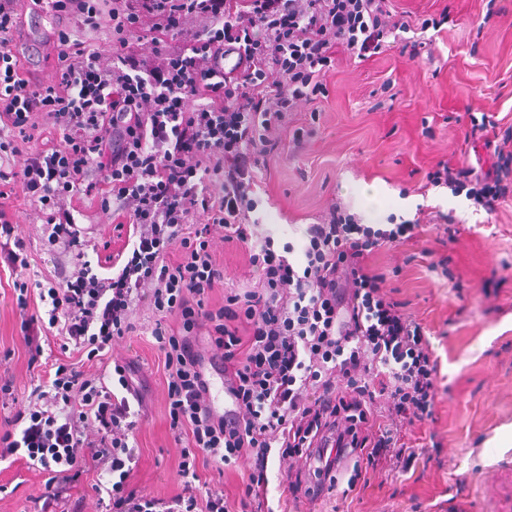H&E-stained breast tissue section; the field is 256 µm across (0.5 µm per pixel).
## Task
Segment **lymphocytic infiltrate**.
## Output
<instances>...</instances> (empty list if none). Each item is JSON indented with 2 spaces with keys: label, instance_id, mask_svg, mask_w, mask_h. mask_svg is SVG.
<instances>
[{
  "label": "lymphocytic infiltrate",
  "instance_id": "1",
  "mask_svg": "<svg viewBox=\"0 0 512 512\" xmlns=\"http://www.w3.org/2000/svg\"><path fill=\"white\" fill-rule=\"evenodd\" d=\"M36 2L72 16L78 30L106 32L118 59L105 62L65 32L52 81L37 79L16 53L18 0H0V186H19L39 205L49 245L74 259L62 282L27 279V246L0 205V267L16 275L29 360H40L49 336L61 351L44 386L0 421V463L23 460L47 475L39 512H71L66 493L88 466L108 477L95 486L108 498L104 512H264L270 454L314 463L288 482L296 500L338 495L401 456L402 428L434 418L437 361L426 328L386 297L384 275L366 261L417 238L419 220L364 224L336 203L308 226L302 248L278 250L247 217L259 203V166L278 147L272 130L299 103L326 97L337 53L368 60L410 22L394 18L388 0H117L107 13L99 0ZM228 45L247 60L233 80L219 68ZM40 112L57 133L45 149L32 145ZM476 130L494 148L487 172L441 161L425 178L490 214L512 192V125ZM77 195L128 225L118 269L99 273L87 260L66 206ZM218 238L245 249L254 288L225 289ZM220 287L224 300L212 304ZM34 294L47 313L30 312ZM144 302L164 354L169 429L182 447V489L167 499L129 484L142 421L131 363L114 361L107 377L77 361L101 359L134 332ZM213 371L230 402L222 412ZM347 457L353 473L343 484L337 467ZM243 459L249 475L236 500L199 491L200 468L221 472Z\"/></svg>",
  "mask_w": 512,
  "mask_h": 512
}]
</instances>
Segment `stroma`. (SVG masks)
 <instances>
[{"mask_svg": "<svg viewBox=\"0 0 512 512\" xmlns=\"http://www.w3.org/2000/svg\"><path fill=\"white\" fill-rule=\"evenodd\" d=\"M391 7L409 20L444 12L448 21L440 30L415 32L420 47L413 56L395 45L364 62L337 56L326 77L327 98L289 114L287 132L260 172L265 192L252 217L259 235L299 248L307 226L332 203L364 217L361 189L374 184L385 191L377 223L421 219L417 240L378 251L368 265L385 275L387 295L404 302L430 333L439 364L435 419L404 430L414 452L409 465L379 466L345 499L293 503L287 475L302 462L271 456L269 503L282 512H512V198L488 214L465 195L424 186L438 161L461 159L477 170L493 163L492 149L470 134V116L512 125V0H391ZM21 13L20 67L48 78L57 33L73 29L74 21L47 15L32 0H22ZM297 128L308 132L299 149L291 136ZM77 205L93 245L89 260L111 266L127 242V226L91 199ZM6 210L31 253L32 274L45 278L67 266V258L51 251L43 216L21 190L7 199ZM439 212L452 216L456 231L446 245L430 222ZM430 251L448 253L455 282L429 271ZM14 278L0 268V377L13 380L23 399L46 380L49 367L29 362ZM153 319L151 308L140 306L136 331L111 353L135 362L134 382L144 397L130 485L168 498L181 490L180 448L167 419L164 355L144 333ZM45 479L20 462L0 466V512H34Z\"/></svg>", "mask_w": 512, "mask_h": 512, "instance_id": "1", "label": "stroma"}]
</instances>
